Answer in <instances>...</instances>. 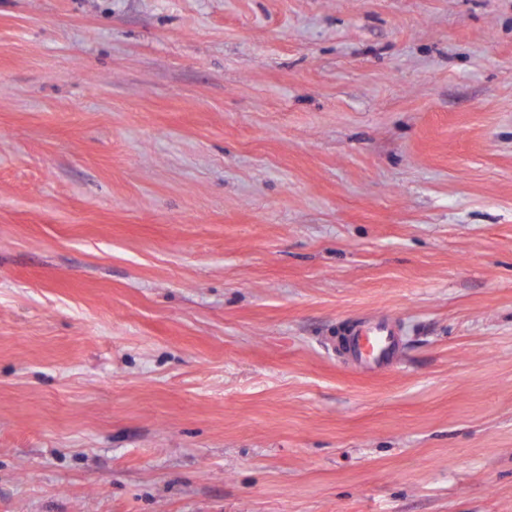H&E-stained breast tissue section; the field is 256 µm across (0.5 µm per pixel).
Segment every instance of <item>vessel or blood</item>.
<instances>
[{
  "mask_svg": "<svg viewBox=\"0 0 512 512\" xmlns=\"http://www.w3.org/2000/svg\"><path fill=\"white\" fill-rule=\"evenodd\" d=\"M401 341L391 317L377 314L369 322L351 328L345 349L353 367L363 373H376L395 367Z\"/></svg>",
  "mask_w": 512,
  "mask_h": 512,
  "instance_id": "1",
  "label": "vessel or blood"
}]
</instances>
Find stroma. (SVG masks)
Listing matches in <instances>:
<instances>
[{
	"label": "stroma",
	"instance_id": "obj_1",
	"mask_svg": "<svg viewBox=\"0 0 512 512\" xmlns=\"http://www.w3.org/2000/svg\"><path fill=\"white\" fill-rule=\"evenodd\" d=\"M0 512H512V0H0ZM345 349L352 367L363 373H376L398 364L401 341L391 317L377 314L369 322L352 327Z\"/></svg>",
	"mask_w": 512,
	"mask_h": 512
}]
</instances>
